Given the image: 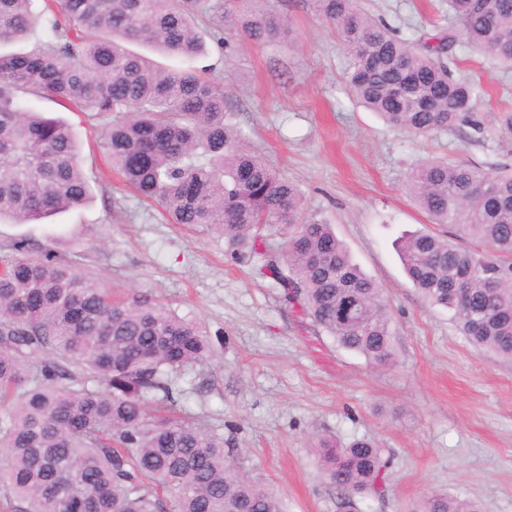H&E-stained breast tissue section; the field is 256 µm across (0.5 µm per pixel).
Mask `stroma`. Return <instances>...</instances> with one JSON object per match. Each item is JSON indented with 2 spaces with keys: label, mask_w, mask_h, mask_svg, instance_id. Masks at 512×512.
Segmentation results:
<instances>
[{
  "label": "stroma",
  "mask_w": 512,
  "mask_h": 512,
  "mask_svg": "<svg viewBox=\"0 0 512 512\" xmlns=\"http://www.w3.org/2000/svg\"><path fill=\"white\" fill-rule=\"evenodd\" d=\"M291 22L290 41L258 46L232 28V64L210 46L196 67L216 68L234 122L301 188L305 218L332 224L353 260L392 306L397 363L377 369L297 317L260 256L231 252L223 236L171 224L113 173L96 147L106 124L44 100L37 111L71 123L94 199L53 216L71 256L114 297L151 295L201 322L214 354L181 377L177 409L222 437L224 451L262 477L288 512H340L310 444L368 438L389 460L382 496L364 491L352 512H404L436 489L512 512V362L476 351L448 313L408 278L397 248L420 231L443 233L405 194L408 172L431 159L491 171L512 165V140L464 130L426 137L387 126L345 84L347 59L309 0H269ZM398 35L449 26L448 0H364ZM459 66L489 90L480 117L512 107V70L488 56Z\"/></svg>",
  "instance_id": "35a3bbf8"
}]
</instances>
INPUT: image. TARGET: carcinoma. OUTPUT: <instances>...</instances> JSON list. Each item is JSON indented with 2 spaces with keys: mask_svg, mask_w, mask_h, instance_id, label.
Returning a JSON list of instances; mask_svg holds the SVG:
<instances>
[{
  "mask_svg": "<svg viewBox=\"0 0 512 512\" xmlns=\"http://www.w3.org/2000/svg\"><path fill=\"white\" fill-rule=\"evenodd\" d=\"M0 0V221L41 224L86 204L92 187L73 126L27 106L46 99L109 121L98 148L125 186L173 224L224 234L264 259L283 299L336 345L373 367L395 362L396 332L379 284L353 261L332 225L303 216L298 186L280 176L228 118L224 92L203 71L170 70L128 48L184 59L206 52L193 24L198 0ZM219 5L209 37L231 63L224 23L254 44L290 26L267 0ZM336 27L346 86L391 127L417 136L483 126L485 95L455 76L458 47L512 67V0H448L454 27L397 36L360 0H310ZM406 190L434 233L402 240L401 260L432 306L451 313L480 351L512 360V167L487 173L429 160ZM282 247L270 252L267 236ZM64 237H20L0 254V512H286L261 478L224 454V441L170 412L177 379L211 355L201 323L134 293L121 300L60 250ZM319 475L340 507L379 492L387 460L368 439L315 445ZM408 512H483L480 501L431 491Z\"/></svg>",
  "mask_w": 512,
  "mask_h": 512,
  "instance_id": "obj_1",
  "label": "carcinoma"
}]
</instances>
